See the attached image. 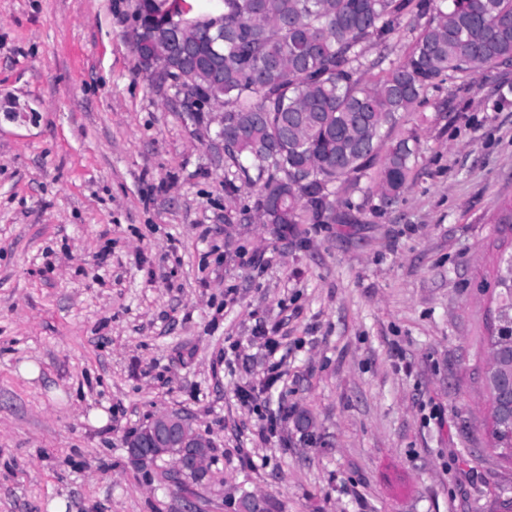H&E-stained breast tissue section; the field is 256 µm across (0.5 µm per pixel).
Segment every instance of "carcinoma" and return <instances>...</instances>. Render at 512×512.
I'll list each match as a JSON object with an SVG mask.
<instances>
[{"instance_id":"carcinoma-1","label":"carcinoma","mask_w":512,"mask_h":512,"mask_svg":"<svg viewBox=\"0 0 512 512\" xmlns=\"http://www.w3.org/2000/svg\"><path fill=\"white\" fill-rule=\"evenodd\" d=\"M224 12H193L187 0H138L134 48L146 58L149 34L168 29L170 82L186 112L224 113V187L252 189L237 224L336 220V185L357 188L372 166L382 130L415 111L435 80L512 64V0H217ZM418 31L404 60L365 78L386 56L401 25ZM418 153L412 129L391 144L375 184L384 206L406 189ZM496 323L487 353L512 342V252L494 276ZM492 406V449L512 459V424Z\"/></svg>"}]
</instances>
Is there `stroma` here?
I'll return each instance as SVG.
<instances>
[{
    "label": "stroma",
    "instance_id": "obj_1",
    "mask_svg": "<svg viewBox=\"0 0 512 512\" xmlns=\"http://www.w3.org/2000/svg\"><path fill=\"white\" fill-rule=\"evenodd\" d=\"M136 4L0 0V512H501L481 340L512 65L402 117L420 154L395 205L371 169L279 239L225 223L254 195L142 72ZM173 411L214 448L184 489L125 449Z\"/></svg>",
    "mask_w": 512,
    "mask_h": 512
}]
</instances>
